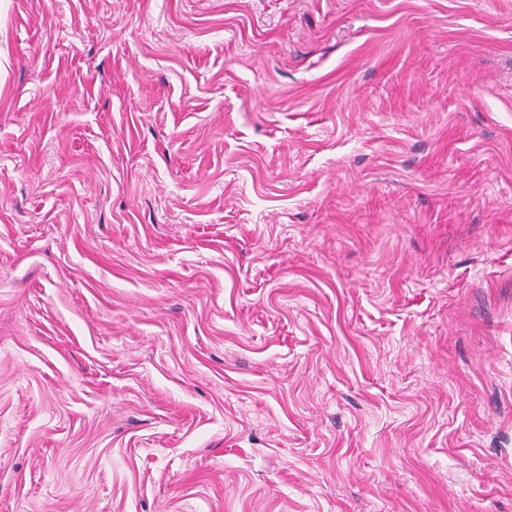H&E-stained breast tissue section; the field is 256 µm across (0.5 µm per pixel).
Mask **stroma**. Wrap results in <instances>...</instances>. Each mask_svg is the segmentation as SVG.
Listing matches in <instances>:
<instances>
[{
	"instance_id": "stroma-1",
	"label": "stroma",
	"mask_w": 512,
	"mask_h": 512,
	"mask_svg": "<svg viewBox=\"0 0 512 512\" xmlns=\"http://www.w3.org/2000/svg\"><path fill=\"white\" fill-rule=\"evenodd\" d=\"M0 512H512V0H0Z\"/></svg>"
}]
</instances>
